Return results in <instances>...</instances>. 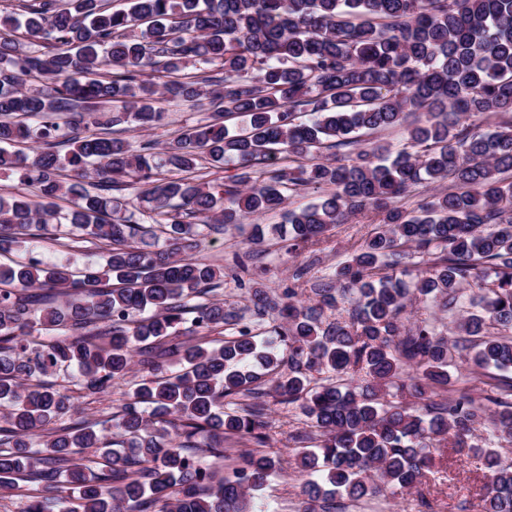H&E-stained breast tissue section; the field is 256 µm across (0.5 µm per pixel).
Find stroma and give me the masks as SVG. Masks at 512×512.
<instances>
[{"label": "stroma", "mask_w": 512, "mask_h": 512, "mask_svg": "<svg viewBox=\"0 0 512 512\" xmlns=\"http://www.w3.org/2000/svg\"><path fill=\"white\" fill-rule=\"evenodd\" d=\"M165 110V125L150 133L151 139L160 144L210 116L203 104L169 103ZM381 220L380 213L365 209L349 223L334 225L293 254L270 237L262 245L250 244L253 227L249 224L224 234L209 231L199 257L225 271L224 284L218 291L225 310L247 316L251 313L248 294L255 287L265 289L273 298L281 297L291 288L300 299L313 298L317 285L334 277L338 267L351 259L356 246L377 230ZM148 375L143 366H134L124 379L114 382L110 392L95 396L85 395L79 375L73 369L57 371L50 375L49 381L74 396L76 409L71 418L105 423L119 410L124 394ZM265 401L268 406L265 452L278 460L279 469L258 491L257 497L268 505L270 512H301L305 478L298 468L302 446L294 437L307 431L309 425L298 406L278 403L270 394ZM487 483L480 456L472 454L459 461L454 454L445 452L436 457L427 473L422 494L399 491L376 499L345 500L335 512H480Z\"/></svg>", "instance_id": "1"}]
</instances>
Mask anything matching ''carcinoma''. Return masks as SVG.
<instances>
[{
  "label": "carcinoma",
  "mask_w": 512,
  "mask_h": 512,
  "mask_svg": "<svg viewBox=\"0 0 512 512\" xmlns=\"http://www.w3.org/2000/svg\"><path fill=\"white\" fill-rule=\"evenodd\" d=\"M3 2L0 170L33 194L0 193V256L25 255L0 264V489L41 486L26 512H254L272 457L251 451L235 480L213 486L190 449L221 457L233 436L265 446L266 403L225 404L268 383L279 403L300 407L316 441L299 458L317 474L303 485V512L336 497L421 493L434 443L447 438L454 454L484 458L482 512H512V460L494 444L512 440V380L478 396L448 389L458 358L512 370V336L490 332L512 329V0ZM166 95L205 100L212 116L160 153L116 136L161 125ZM471 114L497 121H462ZM237 117L244 126L229 129ZM402 125L393 153L379 134ZM204 160L235 173L205 181ZM443 182L448 191L416 211L394 205ZM308 188L322 196L286 213L290 252L368 205L384 213L336 271L343 287L316 289L313 306L292 288L278 301L253 289L256 315L277 319L266 336L221 299L191 304L224 282L223 269L192 256L200 225L222 233ZM129 189L148 204L138 219ZM54 224L105 245V265L79 249L60 264L30 257ZM415 254L426 269L411 281L380 274L385 259ZM465 284L482 295L448 333L404 325L408 303L446 308ZM340 303L348 319L321 325ZM232 322L217 346L185 337ZM136 353L153 377L102 427L117 439L87 420L51 427L75 398L43 377L72 366L86 395L102 394ZM322 371L336 378L313 382ZM361 372L370 382L353 380ZM395 385L411 399L382 400ZM477 431L488 443H470ZM91 448L99 472L76 462Z\"/></svg>",
  "instance_id": "1"
}]
</instances>
